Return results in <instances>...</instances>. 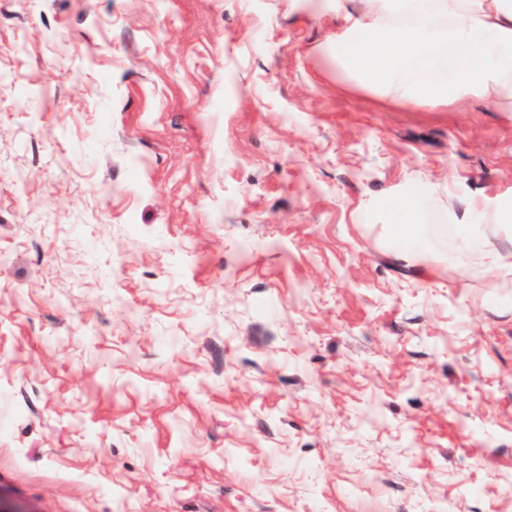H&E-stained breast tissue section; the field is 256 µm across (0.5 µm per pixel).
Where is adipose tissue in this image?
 <instances>
[{"instance_id": "ef3b65f1", "label": "adipose tissue", "mask_w": 512, "mask_h": 512, "mask_svg": "<svg viewBox=\"0 0 512 512\" xmlns=\"http://www.w3.org/2000/svg\"><path fill=\"white\" fill-rule=\"evenodd\" d=\"M336 15L324 46L360 83L416 106L512 108V0H336Z\"/></svg>"}]
</instances>
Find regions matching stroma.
Instances as JSON below:
<instances>
[{
	"instance_id": "35a3bbf8",
	"label": "stroma",
	"mask_w": 512,
	"mask_h": 512,
	"mask_svg": "<svg viewBox=\"0 0 512 512\" xmlns=\"http://www.w3.org/2000/svg\"><path fill=\"white\" fill-rule=\"evenodd\" d=\"M339 29L0 0L1 500L512 512V112L358 86ZM389 224L386 225L388 233H393L397 224H407L416 228L417 238L421 241V249L425 245V232L421 225L415 224V211L412 202L409 199L397 200L392 204L389 215Z\"/></svg>"
}]
</instances>
